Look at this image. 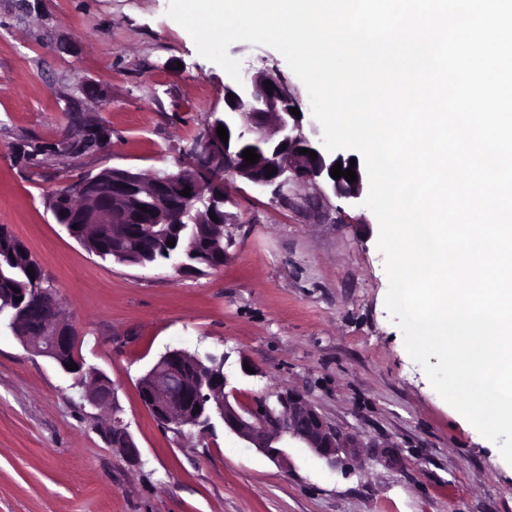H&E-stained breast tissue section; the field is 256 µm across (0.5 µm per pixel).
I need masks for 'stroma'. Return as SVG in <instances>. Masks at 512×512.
Masks as SVG:
<instances>
[{
  "label": "stroma",
  "instance_id": "35a3bbf8",
  "mask_svg": "<svg viewBox=\"0 0 512 512\" xmlns=\"http://www.w3.org/2000/svg\"><path fill=\"white\" fill-rule=\"evenodd\" d=\"M167 0H0V225L57 288L86 365L118 387L141 451L129 466L100 412L47 358L0 333V512H512V465L432 388L384 307L388 280L371 210L299 185L279 203L239 184L222 267L181 275L105 262L57 224L53 193L108 167H175L224 115L227 73L200 56ZM258 69L306 97L285 59L237 42ZM96 113L100 151L19 156ZM173 348L225 355L236 400L294 389L358 449L335 466L302 444L270 460L215 422L164 430L138 380ZM259 373L244 375L241 360Z\"/></svg>",
  "mask_w": 512,
  "mask_h": 512
}]
</instances>
